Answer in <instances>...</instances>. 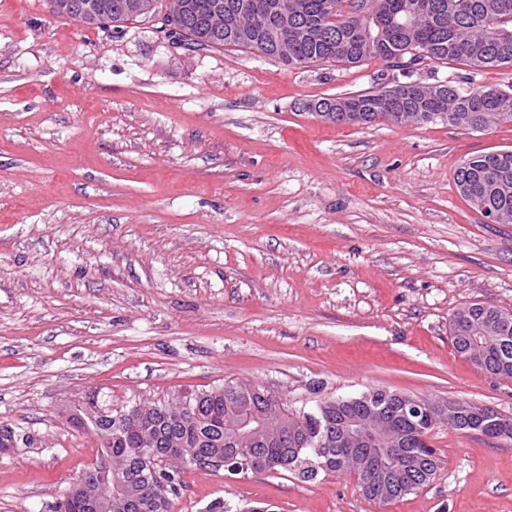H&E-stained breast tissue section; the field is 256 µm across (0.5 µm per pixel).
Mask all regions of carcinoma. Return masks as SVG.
Returning a JSON list of instances; mask_svg holds the SVG:
<instances>
[{"label": "carcinoma", "instance_id": "carcinoma-1", "mask_svg": "<svg viewBox=\"0 0 512 512\" xmlns=\"http://www.w3.org/2000/svg\"><path fill=\"white\" fill-rule=\"evenodd\" d=\"M224 7V29L209 23L216 2ZM64 15L100 28L121 29L145 14L137 0H70ZM182 19L161 29L187 51L235 46L276 59L273 48L258 41L243 26L250 14L267 13L274 0H188ZM296 27L314 36L290 44L288 66L312 63L355 65L379 58L400 66L408 78L424 60L462 62L473 68L512 67V39L499 41L489 32L512 31V0H296ZM350 112L336 111V98L306 103L305 110L336 123L366 124L387 120L395 124L450 125L448 112L475 130L512 125V95L493 88L462 92L452 85L417 81L395 84L343 98ZM424 111H417L418 107ZM455 184L481 215L501 212L512 219V150L474 156L455 172ZM456 352L495 377L512 378V312L472 302L451 318ZM396 397L388 395L387 427H376L381 448H391L394 464L381 466L369 446L353 457L336 444L345 418L362 417L371 405L338 399L319 402L311 411L296 410L288 399L250 382H227L209 390L183 389L153 402L112 404V396L93 390L66 411L70 426L99 439L94 465L88 466L54 505V512H170L178 496L180 470L194 460L221 462L224 475H237L240 454L248 449L256 472H287L309 482L324 473L356 477L368 500L387 504L429 486L438 474L435 449L426 442L438 424L463 433L477 430L490 436L512 437V418L477 404L449 401L433 407L420 420L400 414ZM243 415L262 418L250 431L239 429ZM27 444L12 427L0 424V452Z\"/></svg>", "mask_w": 512, "mask_h": 512}]
</instances>
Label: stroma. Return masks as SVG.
<instances>
[{
  "instance_id": "35a3bbf8",
  "label": "stroma",
  "mask_w": 512,
  "mask_h": 512,
  "mask_svg": "<svg viewBox=\"0 0 512 512\" xmlns=\"http://www.w3.org/2000/svg\"><path fill=\"white\" fill-rule=\"evenodd\" d=\"M379 59L287 67L173 48L155 20L113 32L0 0V512H51L94 461L63 413L249 380L309 410L378 388L512 418V379L456 353L450 319L512 311V224L454 173L512 126L337 124L320 97L394 85ZM414 81L512 92V68L417 65ZM428 487L385 505L354 478L185 468L171 512H512V438L445 425Z\"/></svg>"
}]
</instances>
